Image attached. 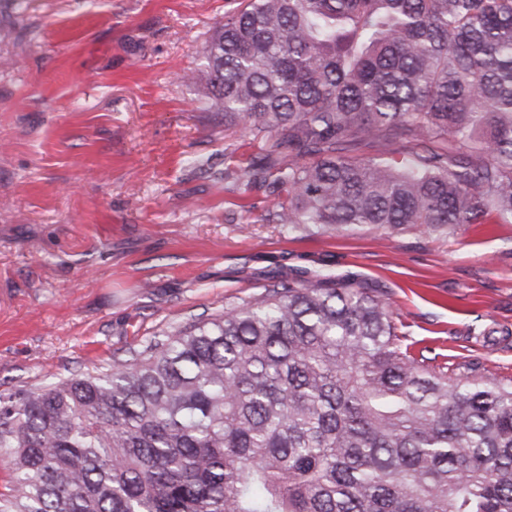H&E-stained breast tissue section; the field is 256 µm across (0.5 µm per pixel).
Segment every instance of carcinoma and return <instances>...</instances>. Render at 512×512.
<instances>
[{
  "mask_svg": "<svg viewBox=\"0 0 512 512\" xmlns=\"http://www.w3.org/2000/svg\"><path fill=\"white\" fill-rule=\"evenodd\" d=\"M180 80L257 144L220 177L270 223L512 218V0H241ZM0 456V512H512V380L413 353L371 288L279 280L0 393Z\"/></svg>",
  "mask_w": 512,
  "mask_h": 512,
  "instance_id": "carcinoma-1",
  "label": "carcinoma"
}]
</instances>
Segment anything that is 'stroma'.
Listing matches in <instances>:
<instances>
[{
    "mask_svg": "<svg viewBox=\"0 0 512 512\" xmlns=\"http://www.w3.org/2000/svg\"><path fill=\"white\" fill-rule=\"evenodd\" d=\"M227 8L0 0V393L106 368L279 279L360 283L404 344L512 377V222L291 230L215 178L255 148L177 76Z\"/></svg>",
    "mask_w": 512,
    "mask_h": 512,
    "instance_id": "obj_1",
    "label": "stroma"
}]
</instances>
